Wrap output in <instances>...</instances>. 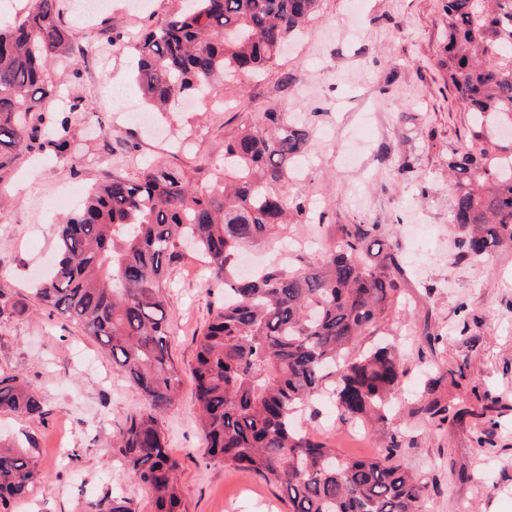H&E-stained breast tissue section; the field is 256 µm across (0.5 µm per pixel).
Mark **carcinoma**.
Returning a JSON list of instances; mask_svg holds the SVG:
<instances>
[{
    "label": "carcinoma",
    "mask_w": 512,
    "mask_h": 512,
    "mask_svg": "<svg viewBox=\"0 0 512 512\" xmlns=\"http://www.w3.org/2000/svg\"><path fill=\"white\" fill-rule=\"evenodd\" d=\"M319 0H182L139 33L137 84L160 111L198 94L216 77L260 73L303 29ZM70 0H34L0 27V183L20 158L50 152L77 164L76 123L91 111L71 86L82 81V43L66 21ZM446 38L438 60L458 105L471 116L466 143L448 152L457 249L481 257L512 247V0H443ZM68 82L51 79L56 57ZM265 128L242 125L224 142V164L209 173L151 160L139 175H105L80 213L57 227V260L36 285L44 306L98 341L139 391L145 409L117 435L124 465L149 490L154 512H188L161 415L180 384L169 354L164 270L192 242L224 286V304L196 344L192 373L207 458L283 490L290 512H425L427 486L398 460L400 444L371 458H344L300 430L294 416L333 398L340 417L388 419L404 363L392 345L354 359L349 344L387 318L400 285L393 253L368 260L376 224H346L319 262L268 267L237 277L234 259L306 212L288 192L312 133L281 112ZM26 304L0 283V321ZM0 412L43 414L41 394L0 372ZM38 478L24 448L0 445V508ZM91 512H131L106 498Z\"/></svg>",
    "instance_id": "cac0c4a2"
}]
</instances>
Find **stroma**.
Returning a JSON list of instances; mask_svg holds the SVG:
<instances>
[{
  "mask_svg": "<svg viewBox=\"0 0 512 512\" xmlns=\"http://www.w3.org/2000/svg\"><path fill=\"white\" fill-rule=\"evenodd\" d=\"M320 0L306 29L262 76L216 78L204 104L154 113L145 129L123 120L116 94L142 105L134 51L104 52V31L119 17L137 31L142 13L129 0H108L95 24L70 13L85 47L77 92L91 106L81 136L94 154L80 172L52 156L26 158L6 176L8 204L0 213V277L26 303L23 314L0 321V370L21 376L44 399L42 419L0 413V441L29 448L40 476L8 512H87L105 497L124 498L132 512H151L147 489L126 469L113 442L128 414L141 409L139 392L92 337L34 296L33 278L55 257L56 228L66 211L50 210L53 191L89 189L104 174L136 175L143 160L209 168L224 158V142L244 124L262 126L274 109L306 123L311 150L291 193L304 196L322 223L298 218L275 237L245 246L258 265L276 262L284 241L289 266L312 263L335 244L341 225L378 227L404 270L398 303L375 335L404 355L403 388L388 423L339 419L331 399L304 430L342 456L373 457L390 438L399 459L427 486L426 512H512V250L480 261L454 246L448 149L469 138L470 119L455 103L437 62L443 45L442 0ZM137 142L130 153L122 139ZM184 251L164 271L171 355L180 386L162 416L189 512H288L282 492L250 474L205 459L191 368L196 343L224 300L222 286ZM435 402L455 418L422 413Z\"/></svg>",
  "mask_w": 512,
  "mask_h": 512,
  "instance_id": "35a3bbf8",
  "label": "stroma"
}]
</instances>
